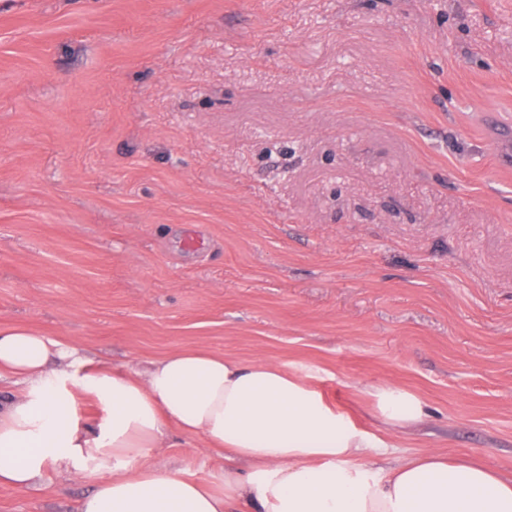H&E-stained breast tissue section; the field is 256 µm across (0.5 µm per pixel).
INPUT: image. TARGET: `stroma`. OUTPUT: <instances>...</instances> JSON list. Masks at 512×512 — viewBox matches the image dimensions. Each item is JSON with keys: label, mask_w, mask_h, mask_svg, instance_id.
Returning a JSON list of instances; mask_svg holds the SVG:
<instances>
[{"label": "stroma", "mask_w": 512, "mask_h": 512, "mask_svg": "<svg viewBox=\"0 0 512 512\" xmlns=\"http://www.w3.org/2000/svg\"><path fill=\"white\" fill-rule=\"evenodd\" d=\"M512 0H0V329L305 371L512 479ZM423 417L388 422L377 387ZM148 463L219 482L169 428ZM46 464L0 512H78Z\"/></svg>", "instance_id": "35a3bbf8"}]
</instances>
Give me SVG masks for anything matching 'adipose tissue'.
Masks as SVG:
<instances>
[{"label":"adipose tissue","mask_w":512,"mask_h":512,"mask_svg":"<svg viewBox=\"0 0 512 512\" xmlns=\"http://www.w3.org/2000/svg\"><path fill=\"white\" fill-rule=\"evenodd\" d=\"M5 377L16 389L0 402V484L30 486L48 463L97 477L79 512H512V480L470 460L429 453L374 467L386 444L280 364L181 350L141 372L90 369L78 347L15 328L0 331ZM72 385L102 404L101 422L75 415ZM374 396L392 424L422 416L401 389ZM171 425L223 450V482L145 463Z\"/></svg>","instance_id":"obj_1"}]
</instances>
